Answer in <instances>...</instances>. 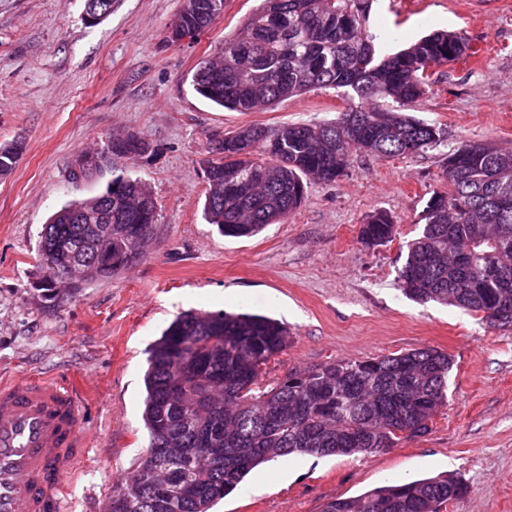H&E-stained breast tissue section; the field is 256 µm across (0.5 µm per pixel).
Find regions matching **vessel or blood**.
Returning <instances> with one entry per match:
<instances>
[{
  "mask_svg": "<svg viewBox=\"0 0 512 512\" xmlns=\"http://www.w3.org/2000/svg\"><path fill=\"white\" fill-rule=\"evenodd\" d=\"M76 384L0 382V512H63L64 486L88 434Z\"/></svg>",
  "mask_w": 512,
  "mask_h": 512,
  "instance_id": "obj_1",
  "label": "vessel or blood"
}]
</instances>
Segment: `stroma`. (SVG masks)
Masks as SVG:
<instances>
[{
  "instance_id": "obj_1",
  "label": "stroma",
  "mask_w": 512,
  "mask_h": 512,
  "mask_svg": "<svg viewBox=\"0 0 512 512\" xmlns=\"http://www.w3.org/2000/svg\"><path fill=\"white\" fill-rule=\"evenodd\" d=\"M182 3L114 0L111 15L92 25L85 0H0V144H24L0 178V380L40 375L82 389L89 447L66 481L64 512H103L145 456L150 346L181 313L220 310L265 314L290 328V346L266 367L268 382L331 359L426 347L447 353L453 368L448 404L427 433L358 457L262 464L212 512H322L336 497L445 471L467 486L447 512H512V325L413 301L397 278L427 200L446 187L449 150L474 141L512 150V0H372L368 26L379 53L435 30L464 33L474 49L468 62L432 68L426 94L409 109L440 130L441 145L408 158L353 153L336 182L309 180L287 222L243 238L219 234L203 217L216 140L243 125L330 122L363 101L319 89L251 112L212 105L191 85L195 68L259 0H225L205 32L174 43L169 31ZM127 133L150 151L112 157L71 183L77 158ZM119 176L145 182L161 214L142 260L48 305L34 287L43 224ZM377 210L397 232L368 248L359 228Z\"/></svg>"
}]
</instances>
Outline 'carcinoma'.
Returning a JSON list of instances; mask_svg holds the SVG:
<instances>
[{
  "instance_id": "cac0c4a2",
  "label": "carcinoma",
  "mask_w": 512,
  "mask_h": 512,
  "mask_svg": "<svg viewBox=\"0 0 512 512\" xmlns=\"http://www.w3.org/2000/svg\"><path fill=\"white\" fill-rule=\"evenodd\" d=\"M370 0H261L237 35L224 41V64L206 60L194 90L217 106L249 112L326 88L389 99L398 110L355 108L334 122L295 123L278 131L253 124L225 136L206 166L204 215L227 237L281 224L304 201V179L331 183L354 152L405 158L440 144L439 130L402 112L427 86L429 68L467 61L475 51L461 32L434 31L394 54H377ZM224 11V0H183L177 25L197 34ZM136 134L115 136L113 156L140 155ZM23 143L0 146V176ZM83 155L77 183L100 168ZM454 174L434 192L423 229L407 244L398 279L403 293L500 321L512 306L509 280L489 253L512 252V151L466 142L448 153ZM112 194V208L99 209ZM89 217L82 222L77 214ZM156 200L141 180L117 177L102 192L76 197L43 224L38 268L47 302L75 297L138 262L158 224ZM396 235L377 211L360 225L368 248ZM292 341L288 327L250 313L186 312L152 345L145 378L144 423L156 449L125 479L129 497H109L104 512H210L260 464L292 454L351 456L395 447L429 430L448 402L453 361L432 348L331 360L263 382L268 363ZM466 492L454 473L381 485L327 502L323 512H443Z\"/></svg>"
}]
</instances>
